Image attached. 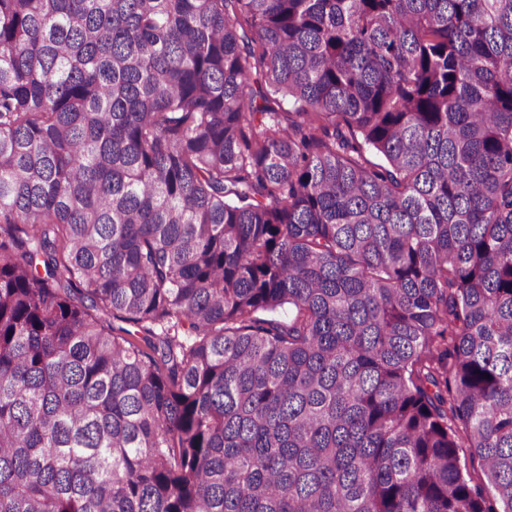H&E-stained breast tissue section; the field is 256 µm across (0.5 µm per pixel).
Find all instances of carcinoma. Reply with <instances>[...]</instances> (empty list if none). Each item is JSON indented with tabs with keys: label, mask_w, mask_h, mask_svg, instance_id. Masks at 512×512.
<instances>
[{
	"label": "carcinoma",
	"mask_w": 512,
	"mask_h": 512,
	"mask_svg": "<svg viewBox=\"0 0 512 512\" xmlns=\"http://www.w3.org/2000/svg\"><path fill=\"white\" fill-rule=\"evenodd\" d=\"M0 512H512V0H0Z\"/></svg>",
	"instance_id": "cac0c4a2"
}]
</instances>
